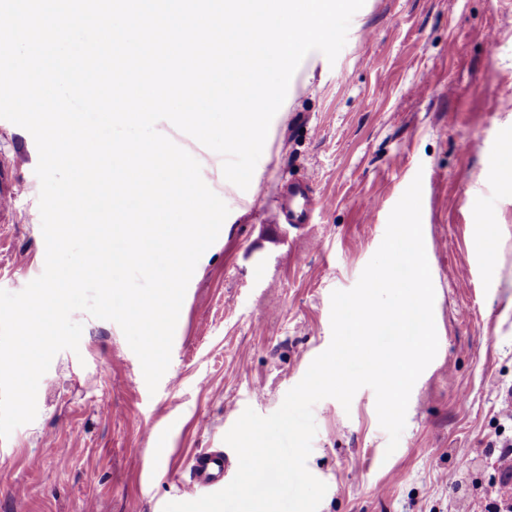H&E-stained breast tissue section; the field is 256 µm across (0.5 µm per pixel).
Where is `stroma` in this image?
I'll use <instances>...</instances> for the list:
<instances>
[{
  "mask_svg": "<svg viewBox=\"0 0 512 512\" xmlns=\"http://www.w3.org/2000/svg\"><path fill=\"white\" fill-rule=\"evenodd\" d=\"M512 0H365L336 61L309 53L274 116L248 189L223 158L162 120L230 213L201 256L170 365L149 393L115 322L82 315L78 351L42 376L35 420L0 439V512H163L192 501L187 459L224 447L246 408L267 416L332 338L331 294L353 288L388 217L422 180L438 351L414 384L394 453L372 388L313 408L308 470L318 512H492L512 504ZM0 157L27 189L0 223V289L45 265L38 150L0 119ZM309 177L313 223L279 220L289 178ZM496 227L487 256L472 224Z\"/></svg>",
  "mask_w": 512,
  "mask_h": 512,
  "instance_id": "1",
  "label": "stroma"
}]
</instances>
